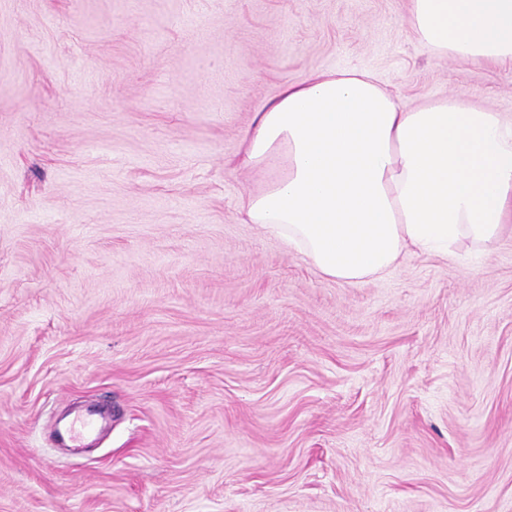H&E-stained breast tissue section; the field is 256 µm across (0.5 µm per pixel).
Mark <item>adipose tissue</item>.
Wrapping results in <instances>:
<instances>
[{"label":"adipose tissue","mask_w":512,"mask_h":512,"mask_svg":"<svg viewBox=\"0 0 512 512\" xmlns=\"http://www.w3.org/2000/svg\"><path fill=\"white\" fill-rule=\"evenodd\" d=\"M431 53L512 64V0H410ZM266 176L241 201L324 277L360 282L413 253L491 249L512 222V124L440 100L403 107L364 71L281 87L243 134Z\"/></svg>","instance_id":"obj_1"}]
</instances>
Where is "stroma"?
Masks as SVG:
<instances>
[{
	"instance_id": "35a3bbf8",
	"label": "stroma",
	"mask_w": 512,
	"mask_h": 512,
	"mask_svg": "<svg viewBox=\"0 0 512 512\" xmlns=\"http://www.w3.org/2000/svg\"><path fill=\"white\" fill-rule=\"evenodd\" d=\"M408 8L0 0V512H512V234L332 281L224 166L313 72L512 122V66Z\"/></svg>"
}]
</instances>
